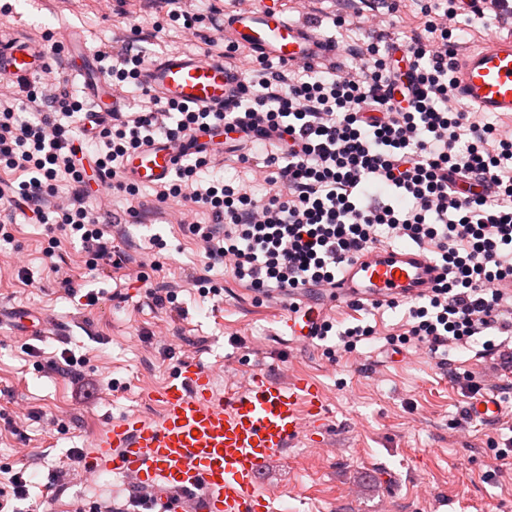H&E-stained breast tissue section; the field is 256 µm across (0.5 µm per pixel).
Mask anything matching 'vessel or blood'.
Masks as SVG:
<instances>
[{
    "mask_svg": "<svg viewBox=\"0 0 512 512\" xmlns=\"http://www.w3.org/2000/svg\"><path fill=\"white\" fill-rule=\"evenodd\" d=\"M222 36L291 66L332 67L337 62L335 41L316 23L289 19L262 2L246 10L225 11ZM56 46L64 51L69 73L80 79L92 102L80 121L83 134H91L109 113L120 111L124 98L92 68L86 37L79 28L58 33L50 44L0 39V76L16 82L34 80ZM240 80V74L203 53H168L146 62L139 73L140 84L161 101L214 112L223 110ZM458 80L467 103L484 112L512 113V34L492 38L468 53ZM223 141L220 127L177 143L154 140L129 154L125 177L136 184H164L184 157L208 155ZM441 274L422 247L377 245L344 267L329 299L334 303L416 299ZM4 322L42 336L58 333L57 322H37L20 310L0 311V324ZM318 322L317 313L293 310L284 327L295 340L308 342ZM154 399L162 408L158 421L136 417L112 421L95 436L86 465L96 476L106 471L134 478L158 492H179L187 512H270L266 494L256 489L263 466L300 439L315 447L321 443L315 432L325 420L324 394L304 377L284 382L257 372L241 390L221 395L209 370L187 364Z\"/></svg>",
    "mask_w": 512,
    "mask_h": 512,
    "instance_id": "b4317fda",
    "label": "vessel or blood"
}]
</instances>
